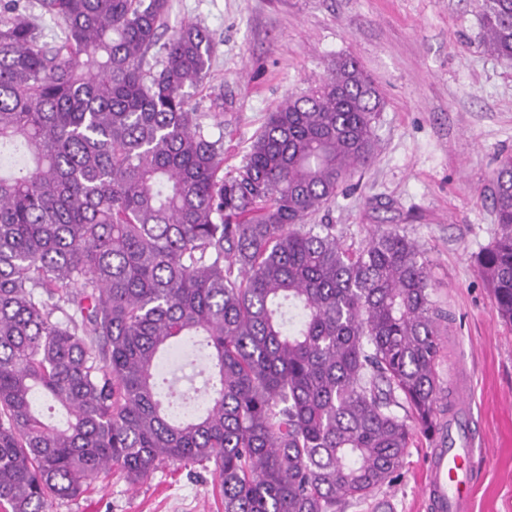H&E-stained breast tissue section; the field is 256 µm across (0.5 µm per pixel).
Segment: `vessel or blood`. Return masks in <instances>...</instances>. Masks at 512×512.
Returning a JSON list of instances; mask_svg holds the SVG:
<instances>
[{"mask_svg":"<svg viewBox=\"0 0 512 512\" xmlns=\"http://www.w3.org/2000/svg\"><path fill=\"white\" fill-rule=\"evenodd\" d=\"M453 408L441 421L436 446L426 465L424 498L436 512H471L474 470L479 452L471 431L472 417L460 384L452 386Z\"/></svg>","mask_w":512,"mask_h":512,"instance_id":"1","label":"vessel or blood"}]
</instances>
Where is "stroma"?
<instances>
[{"label":"stroma","instance_id":"35a3bbf8","mask_svg":"<svg viewBox=\"0 0 512 512\" xmlns=\"http://www.w3.org/2000/svg\"><path fill=\"white\" fill-rule=\"evenodd\" d=\"M193 22L213 42L210 75L191 90L198 112L224 115V166L240 164L253 136L288 96L354 59L376 81L383 110L368 167L354 188L309 216L346 243L397 228L418 242L432 297L455 315L442 328L441 379L470 386L484 468L473 512H512V325L501 322L476 258L494 238L491 190L512 156V60L486 51L477 0H170L168 29ZM431 450L407 448L384 487L385 512H428L420 486ZM218 477L163 466L138 485L110 471L47 512H224Z\"/></svg>","mask_w":512,"mask_h":512}]
</instances>
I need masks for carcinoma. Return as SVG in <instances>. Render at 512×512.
Returning a JSON list of instances; mask_svg holds the SVG:
<instances>
[{
    "mask_svg": "<svg viewBox=\"0 0 512 512\" xmlns=\"http://www.w3.org/2000/svg\"><path fill=\"white\" fill-rule=\"evenodd\" d=\"M61 36L0 2V512H45L99 473L214 466L224 512H344L434 443L438 322L415 240L355 250L307 216L372 160L381 97L338 57L289 97L224 173L190 102L212 40L164 37L169 0H38ZM488 52L512 58V0L479 4ZM162 67L145 69L152 49ZM477 256L512 323V157ZM200 336L208 406L174 419L160 351ZM66 412L46 422L33 397Z\"/></svg>",
    "mask_w": 512,
    "mask_h": 512,
    "instance_id": "1",
    "label": "carcinoma"
}]
</instances>
